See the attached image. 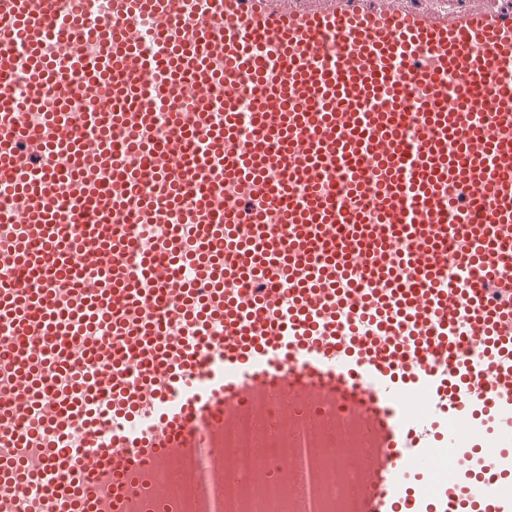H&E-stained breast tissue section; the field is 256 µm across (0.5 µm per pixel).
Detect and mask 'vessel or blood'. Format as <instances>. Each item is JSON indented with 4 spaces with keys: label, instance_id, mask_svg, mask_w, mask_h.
I'll list each match as a JSON object with an SVG mask.
<instances>
[{
    "label": "vessel or blood",
    "instance_id": "1",
    "mask_svg": "<svg viewBox=\"0 0 512 512\" xmlns=\"http://www.w3.org/2000/svg\"><path fill=\"white\" fill-rule=\"evenodd\" d=\"M253 421L512 512V0H0V512H223ZM229 458L241 477L248 476L251 469L253 452H256L254 441L248 431L238 432L229 443Z\"/></svg>",
    "mask_w": 512,
    "mask_h": 512
}]
</instances>
